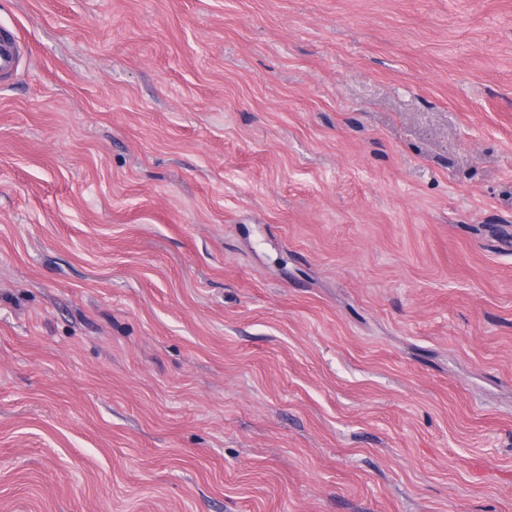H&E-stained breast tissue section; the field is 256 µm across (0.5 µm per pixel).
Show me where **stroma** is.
Wrapping results in <instances>:
<instances>
[{"instance_id": "stroma-1", "label": "stroma", "mask_w": 512, "mask_h": 512, "mask_svg": "<svg viewBox=\"0 0 512 512\" xmlns=\"http://www.w3.org/2000/svg\"><path fill=\"white\" fill-rule=\"evenodd\" d=\"M0 512H512V0H0ZM23 59V46L17 33L0 25V81L9 79Z\"/></svg>"}]
</instances>
